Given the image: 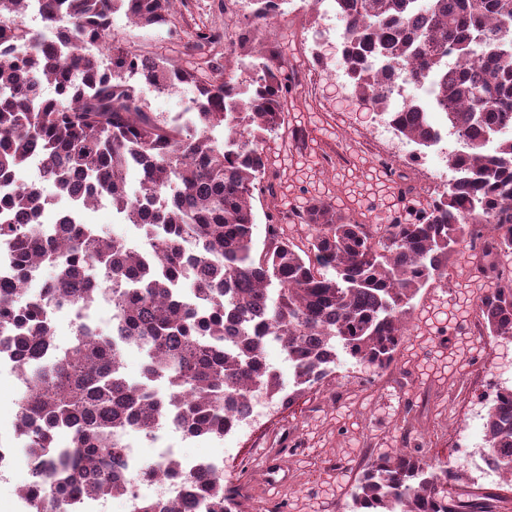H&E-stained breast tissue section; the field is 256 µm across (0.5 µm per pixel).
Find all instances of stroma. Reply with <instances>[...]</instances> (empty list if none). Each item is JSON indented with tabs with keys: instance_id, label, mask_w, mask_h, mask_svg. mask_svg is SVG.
<instances>
[{
	"instance_id": "obj_1",
	"label": "stroma",
	"mask_w": 512,
	"mask_h": 512,
	"mask_svg": "<svg viewBox=\"0 0 512 512\" xmlns=\"http://www.w3.org/2000/svg\"><path fill=\"white\" fill-rule=\"evenodd\" d=\"M294 11L275 25V39L259 32L258 42L276 51L292 78L287 130L268 136V168L278 175L276 195L258 194L253 241L263 249L267 213L289 211L311 196L332 198L337 208L370 205L402 175L380 181L376 161L357 142L358 131L385 129L383 117L362 109L343 75L317 77V60L340 61L344 25L325 17L333 0H293ZM249 0H238L232 13L218 10L217 0H187L173 32L130 28L115 14L114 29L131 32L136 44L153 55L187 63L183 53L187 26L235 30L251 12ZM495 277L449 278L434 292L420 291L412 302L405 336L393 362L384 369L360 364L338 351L331 373L352 375L362 389L347 399L329 401L314 389L294 384L293 368L279 345L266 359L292 401L279 413L260 419L237 441L221 438L183 439L179 446L191 457L224 460V480H235L240 462L258 448H291L288 479L265 483L250 478L254 490L245 504L266 512L279 499L290 512H350L352 488L370 459L398 448L425 449L431 466L456 464L459 447L483 448L484 423L491 406L483 391L491 380L512 388V338L485 335L475 324L481 297L498 288ZM461 327L452 354H444L433 334L439 320Z\"/></svg>"
}]
</instances>
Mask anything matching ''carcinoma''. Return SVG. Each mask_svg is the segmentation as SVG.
Listing matches in <instances>:
<instances>
[{"mask_svg":"<svg viewBox=\"0 0 512 512\" xmlns=\"http://www.w3.org/2000/svg\"><path fill=\"white\" fill-rule=\"evenodd\" d=\"M256 26L274 20L272 0H252ZM346 18L341 53L353 95L385 116L418 150L439 132L430 109L445 114L460 149L448 156L455 177L433 205L398 206L374 226L312 197L286 215L313 227L304 251L271 224L253 244L251 200L268 171L266 136L285 124L291 79L276 53L256 75L225 78L220 59L200 75L172 60L138 51L112 27L124 11L131 26H167L177 0H46L42 22L66 27L50 43L24 22L27 0H0V247L12 255L13 283H0V335L8 334L23 363L17 434L39 452L36 479L23 492L35 512H71L74 495L119 496V473L130 431L144 435L173 420L188 438H222L253 391L276 396L279 376L266 362L280 344L294 383L309 389L335 362L336 345L359 362L383 369L407 335L411 301L422 288L448 280V254L482 241L481 275L502 284L477 304L487 335L512 338V278L497 257L512 252V0H334ZM226 40L205 27L186 32L185 54ZM88 41L109 42V62L83 58ZM454 53L463 70L438 67ZM382 58L402 80L429 79L431 97L389 111L393 85L378 77ZM195 88V118L177 124L149 112L138 85ZM224 128V142L212 135ZM33 154L43 178L73 211L102 199L143 232L130 248L83 220L44 229L43 196L34 183L10 181ZM138 167L141 189L128 191L125 170ZM167 206L152 211L155 194ZM55 268L44 293L60 307L109 302L112 334L74 321L70 349L43 352L53 325L36 299L21 310L16 283L36 266ZM128 347L144 353L140 379L122 371ZM160 380L166 391L149 383ZM486 456L512 482V391L495 401L484 423ZM159 479L186 497L144 499L139 512H236L224 477L191 476L177 464L142 466L139 481ZM499 495L459 488L448 469L402 448L368 464L352 494L353 512H495Z\"/></svg>","mask_w":512,"mask_h":512,"instance_id":"1","label":"carcinoma"}]
</instances>
